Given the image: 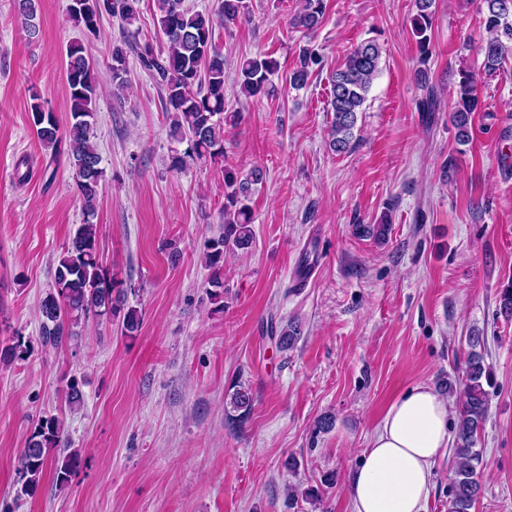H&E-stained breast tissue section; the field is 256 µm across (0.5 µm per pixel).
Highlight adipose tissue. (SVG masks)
Wrapping results in <instances>:
<instances>
[{
  "label": "adipose tissue",
  "instance_id": "1",
  "mask_svg": "<svg viewBox=\"0 0 512 512\" xmlns=\"http://www.w3.org/2000/svg\"><path fill=\"white\" fill-rule=\"evenodd\" d=\"M448 417L447 400L425 384L392 403L351 476L353 512H424Z\"/></svg>",
  "mask_w": 512,
  "mask_h": 512
}]
</instances>
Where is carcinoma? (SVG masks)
<instances>
[{"label":"carcinoma","mask_w":512,"mask_h":512,"mask_svg":"<svg viewBox=\"0 0 512 512\" xmlns=\"http://www.w3.org/2000/svg\"><path fill=\"white\" fill-rule=\"evenodd\" d=\"M15 2L25 27L36 31L33 0ZM76 2L85 7L86 14L77 15L71 7L68 9L71 19L93 35L99 31L102 13L119 22L121 40L112 46L107 79L114 89L124 90L129 82L128 50L133 48L137 35L131 26L139 17L140 0H70L72 4ZM482 3L486 32L480 45L483 69L494 73L505 62V57L512 54V0H482ZM434 4L435 0H415L416 14L412 18L419 64L424 67L432 56L428 31L433 24ZM156 7L162 47L157 51L146 43L137 56L143 70L162 90L172 137L187 142L184 153L172 160V168L179 171L189 159L215 161L224 157V122L227 119L224 115V54L216 45L215 31L245 16L249 6L247 0H218L217 9L198 11L186 5L185 0H156ZM325 8V0H303L301 11L293 19L294 27L313 30ZM380 56L381 49L375 40L363 41L349 51L344 64L330 76L329 148L335 153L346 152L353 144L358 116L379 74ZM321 63L322 58L315 48L302 47L298 64L289 73V84L295 88L304 86ZM279 70L278 61L268 56L243 60L240 66L242 91L249 96L275 92L273 77ZM66 80L70 102L68 161L88 220L79 226L59 258L54 271V288L40 302L39 338L47 349H57L74 339V325L90 316L106 322L119 319L121 332L126 336L136 335L142 324V314L137 308L126 306L125 290L117 288L112 278L104 273L98 258L96 225L90 217L96 211L103 177L101 157L94 143L95 101L102 77L90 64L85 47L79 41L70 43L66 49ZM479 110L475 78L465 71L461 73L451 116L457 141H469L472 114ZM30 115L38 139L47 145L56 144L59 122L37 95L32 96ZM262 180L263 171L259 168L245 176L231 169L224 170V233L208 241L204 252L206 265L212 270L209 284L214 288L224 287V248L246 249L253 241L249 200L252 186ZM499 312L512 318V280L500 289ZM300 334L298 323L286 324L275 336L278 347L288 349ZM479 346V337L469 338L448 512H469L481 490L477 467L482 464V455L475 445L487 419L488 388L493 386V375L484 364L483 355L476 351ZM230 405L238 411V417L244 419L252 409V394L241 386L230 395ZM79 463L78 453L65 444L61 421L56 417L39 420L19 457L21 493L36 492L49 469L54 471L57 483L68 482Z\"/></svg>","instance_id":"1"}]
</instances>
